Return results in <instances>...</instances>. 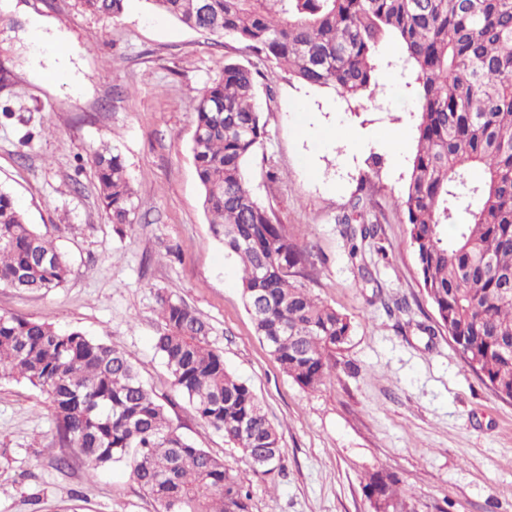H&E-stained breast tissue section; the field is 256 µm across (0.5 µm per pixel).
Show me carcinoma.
I'll return each mask as SVG.
<instances>
[{"label": "carcinoma", "mask_w": 512, "mask_h": 512, "mask_svg": "<svg viewBox=\"0 0 512 512\" xmlns=\"http://www.w3.org/2000/svg\"><path fill=\"white\" fill-rule=\"evenodd\" d=\"M116 19L127 0H78ZM198 32L284 66L296 81L346 100L374 95L380 49L397 40L417 73L416 151L401 197L421 287L464 363L512 401V0H144ZM191 152L210 231L240 261L244 307L281 370L314 389L336 367L346 316L310 294V251L252 194L245 166L265 125L257 71L224 64L195 106ZM103 208L130 226L134 196L120 153L92 155ZM479 178H472V172ZM454 228L448 235V227ZM69 262L0 187V288L48 295ZM155 348L195 417L224 434L256 475L282 466V435L253 388L209 343V323L173 295L158 297ZM0 379L44 392L56 443L88 474L126 461L157 512H250L243 482L169 420L130 356L79 330L0 314ZM398 480L366 478L372 512H403Z\"/></svg>", "instance_id": "obj_1"}]
</instances>
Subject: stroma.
<instances>
[{
    "mask_svg": "<svg viewBox=\"0 0 512 512\" xmlns=\"http://www.w3.org/2000/svg\"><path fill=\"white\" fill-rule=\"evenodd\" d=\"M46 36L33 48L32 29ZM252 66L265 135L246 166L275 223L312 246L311 293L345 314L351 334L313 390L286 376L245 310L237 260L212 236L190 143L197 92L226 60ZM390 73L371 98L304 86L242 52L232 37L183 27L132 0L106 20L76 0H9L0 9V187L66 253L70 273L45 296L0 288V313L78 329L130 354L181 432L223 459L250 491V512H372L368 473L396 475L407 512H512V401L471 371L436 324L420 286L400 199L416 147L418 83L386 44ZM311 130L299 137L298 127ZM402 138L405 162L359 139ZM118 148L137 206L116 229L100 202L91 155ZM379 234L352 264L359 195ZM172 291L210 324L226 366L248 381L283 434L280 472L248 471L223 434L173 389L154 348L157 296ZM46 394L0 380V512H156L126 466L88 476L62 455Z\"/></svg>",
    "mask_w": 512,
    "mask_h": 512,
    "instance_id": "stroma-1",
    "label": "stroma"
}]
</instances>
